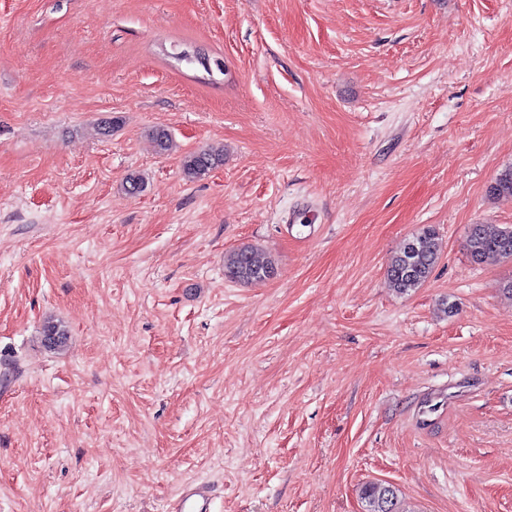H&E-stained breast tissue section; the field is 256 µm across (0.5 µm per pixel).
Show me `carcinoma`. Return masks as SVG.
<instances>
[{"label":"carcinoma","mask_w":512,"mask_h":512,"mask_svg":"<svg viewBox=\"0 0 512 512\" xmlns=\"http://www.w3.org/2000/svg\"><path fill=\"white\" fill-rule=\"evenodd\" d=\"M150 136L160 154L174 147L167 129L156 127ZM224 164V156L209 150H199L184 157L183 173L189 179H200ZM492 197H512V167L502 170L488 188ZM465 248L472 263L484 264L491 260L512 261V235L491 231L484 224H471L465 239ZM439 259L437 234L426 227L413 235L395 253L388 265L387 276L392 288L406 294L421 287L431 276ZM275 273L274 262L264 257L257 248L244 244L224 254V276L234 283L265 280ZM44 343L56 349L65 343L68 331L58 322L48 321L43 326ZM364 512H400L398 491L391 485L370 483L361 492Z\"/></svg>","instance_id":"carcinoma-1"}]
</instances>
